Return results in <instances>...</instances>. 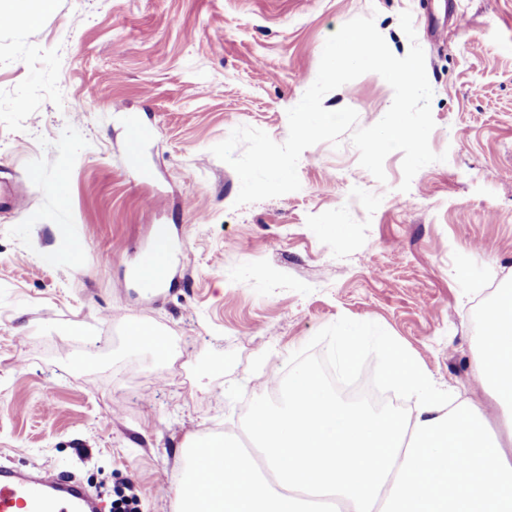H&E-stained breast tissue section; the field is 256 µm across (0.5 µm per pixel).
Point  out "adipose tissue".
Masks as SVG:
<instances>
[{
  "label": "adipose tissue",
  "instance_id": "1",
  "mask_svg": "<svg viewBox=\"0 0 512 512\" xmlns=\"http://www.w3.org/2000/svg\"><path fill=\"white\" fill-rule=\"evenodd\" d=\"M381 362L414 401L405 418L344 403L299 369L280 406L251 409L253 452L222 438L221 467L204 480L209 461L196 458L175 490L178 512H299L319 497L342 512H512V293L489 305L476 338L472 379L494 414L409 357Z\"/></svg>",
  "mask_w": 512,
  "mask_h": 512
}]
</instances>
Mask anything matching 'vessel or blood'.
I'll use <instances>...</instances> for the list:
<instances>
[{
	"label": "vessel or blood",
	"mask_w": 512,
	"mask_h": 512,
	"mask_svg": "<svg viewBox=\"0 0 512 512\" xmlns=\"http://www.w3.org/2000/svg\"><path fill=\"white\" fill-rule=\"evenodd\" d=\"M0 512H104L69 475L41 470L22 473L0 466Z\"/></svg>",
	"instance_id": "b4317fda"
}]
</instances>
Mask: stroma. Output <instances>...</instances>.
<instances>
[{
    "mask_svg": "<svg viewBox=\"0 0 512 512\" xmlns=\"http://www.w3.org/2000/svg\"><path fill=\"white\" fill-rule=\"evenodd\" d=\"M406 10L446 161L403 192L401 152L380 182L345 136L302 152L300 190L236 206L212 146L239 126L285 142L326 39L370 15L406 56ZM392 101L367 73L322 105L369 127ZM130 119L152 128L135 153ZM1 180L26 201L0 209V464L175 512L193 449L243 438L247 406L271 403L259 378L324 354L345 380L344 337L376 379L387 340L486 402L475 338L512 287V0H55L38 26H0ZM162 238L156 297L133 270ZM134 324L161 348L130 349Z\"/></svg>",
    "mask_w": 512,
    "mask_h": 512,
    "instance_id": "obj_1",
    "label": "stroma"
}]
</instances>
